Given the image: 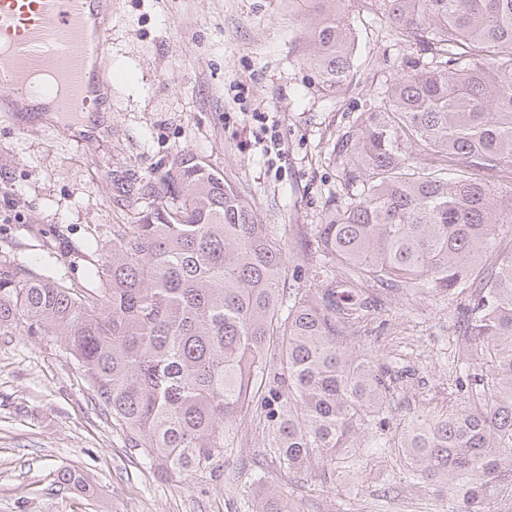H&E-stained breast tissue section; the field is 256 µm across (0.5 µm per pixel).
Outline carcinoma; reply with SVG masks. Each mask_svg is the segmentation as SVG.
I'll list each match as a JSON object with an SVG mask.
<instances>
[{
    "instance_id": "obj_1",
    "label": "carcinoma",
    "mask_w": 512,
    "mask_h": 512,
    "mask_svg": "<svg viewBox=\"0 0 512 512\" xmlns=\"http://www.w3.org/2000/svg\"><path fill=\"white\" fill-rule=\"evenodd\" d=\"M382 2L416 54L341 140L349 203L315 225L311 287L285 291L280 239L185 153L107 250L86 245L84 285L0 261V331L59 337L125 448L169 479L210 470L250 411L290 473L346 478L387 451L448 512H496L512 503V0ZM309 36L322 89L341 91L350 26L331 10ZM369 285L458 300L459 403L390 419L403 376L359 336ZM258 512L297 510L268 489Z\"/></svg>"
}]
</instances>
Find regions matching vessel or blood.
Segmentation results:
<instances>
[{
  "instance_id": "obj_1",
  "label": "vessel or blood",
  "mask_w": 512,
  "mask_h": 512,
  "mask_svg": "<svg viewBox=\"0 0 512 512\" xmlns=\"http://www.w3.org/2000/svg\"><path fill=\"white\" fill-rule=\"evenodd\" d=\"M112 0H0V112L29 128L34 100L81 121L112 98Z\"/></svg>"
}]
</instances>
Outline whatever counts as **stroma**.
<instances>
[{"mask_svg": "<svg viewBox=\"0 0 512 512\" xmlns=\"http://www.w3.org/2000/svg\"><path fill=\"white\" fill-rule=\"evenodd\" d=\"M355 36L353 79L327 94L310 63L314 0H112L111 109L97 135L41 115L21 132L0 112V259L83 281L80 247L127 220L122 199L183 153L203 158L256 207L286 249L285 278L308 287L297 248L334 207L337 141L396 76L413 45L391 32L382 0H339ZM278 135L281 153L267 152ZM387 324L374 355L406 371L396 413L447 402L455 301L374 291ZM216 476L164 480L124 436L54 336L0 333V512H256L268 487L299 512H442L444 502L394 458L376 455L331 486L287 473L243 418ZM79 471L89 492L61 484Z\"/></svg>", "mask_w": 512, "mask_h": 512, "instance_id": "stroma-1", "label": "stroma"}]
</instances>
